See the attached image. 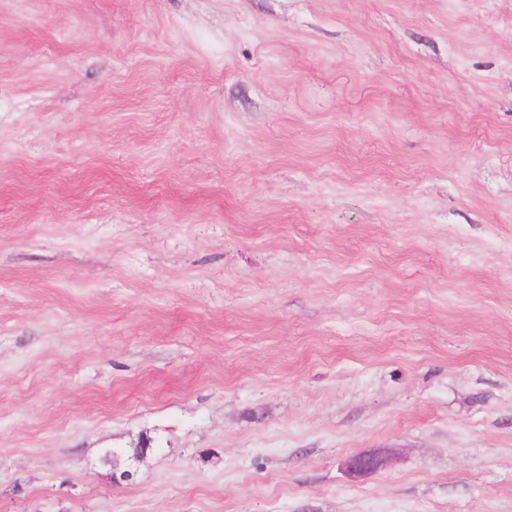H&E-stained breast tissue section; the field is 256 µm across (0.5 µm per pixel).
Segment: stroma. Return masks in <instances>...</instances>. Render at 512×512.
<instances>
[{"label":"stroma","instance_id":"35a3bbf8","mask_svg":"<svg viewBox=\"0 0 512 512\" xmlns=\"http://www.w3.org/2000/svg\"><path fill=\"white\" fill-rule=\"evenodd\" d=\"M0 512H512V0H0ZM387 463V459L380 453L356 454L348 458L345 469L352 477H361L377 472Z\"/></svg>","mask_w":512,"mask_h":512}]
</instances>
